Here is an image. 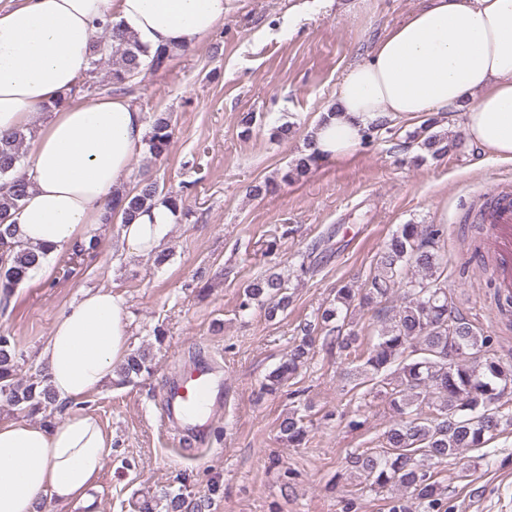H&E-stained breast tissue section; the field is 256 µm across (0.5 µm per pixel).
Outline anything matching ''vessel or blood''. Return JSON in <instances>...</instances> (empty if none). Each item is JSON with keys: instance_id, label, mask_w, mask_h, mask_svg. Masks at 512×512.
Masks as SVG:
<instances>
[{"instance_id": "b4317fda", "label": "vessel or blood", "mask_w": 512, "mask_h": 512, "mask_svg": "<svg viewBox=\"0 0 512 512\" xmlns=\"http://www.w3.org/2000/svg\"><path fill=\"white\" fill-rule=\"evenodd\" d=\"M481 220L489 225L485 244L498 272L505 295H512V185L499 183L488 191ZM224 383L219 365L209 359L184 367L161 396V414L167 424L189 418L197 407L213 408Z\"/></svg>"}]
</instances>
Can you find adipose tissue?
Instances as JSON below:
<instances>
[{
	"label": "adipose tissue",
	"mask_w": 512,
	"mask_h": 512,
	"mask_svg": "<svg viewBox=\"0 0 512 512\" xmlns=\"http://www.w3.org/2000/svg\"><path fill=\"white\" fill-rule=\"evenodd\" d=\"M225 0H11L0 9V132L29 125L52 106L29 148V194L11 220L29 247L43 249L35 277L51 273L61 248L97 235L105 206L147 132L121 93L55 107L90 67L98 23L113 19L149 50L193 49L224 19ZM463 112L467 139L512 162V0H425L390 28L336 85L332 112L311 128L320 159L347 156L382 119ZM174 222L157 206L122 225L130 254L159 251ZM120 297L82 291L56 317L40 362L57 404L54 425L0 422V512H40L83 498L104 469L112 436L82 402L128 354Z\"/></svg>",
	"instance_id": "obj_1"
}]
</instances>
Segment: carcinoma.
Returning <instances> with one entry per match:
<instances>
[{
  "label": "carcinoma",
  "instance_id": "cac0c4a2",
  "mask_svg": "<svg viewBox=\"0 0 512 512\" xmlns=\"http://www.w3.org/2000/svg\"><path fill=\"white\" fill-rule=\"evenodd\" d=\"M176 55L161 47L153 52L121 29L108 23L93 40L91 65L107 66V82L122 89L145 70L165 71ZM440 120L431 117L407 136L420 150L416 161L440 160L460 151L464 141L438 129ZM31 130L0 133V292L10 295L29 278L39 265V255L15 240L17 227L7 224L9 211L27 196L29 182L16 173L28 148ZM173 128L164 114H156L145 137L148 154L165 158L171 148ZM317 163L314 155L302 153L293 159L281 176L291 184L305 176ZM163 205L174 216L185 214L183 192L160 188L142 180L128 194L108 204L123 207L130 221L149 209ZM445 234L442 224H402L392 233L375 256L373 275L364 289L344 285L328 307L316 315V323L300 326L301 338L290 350L288 360L267 376L263 390L275 394L284 382L307 365L313 348V332L327 327L336 333L324 337L350 357V379L360 386L376 379L389 386L390 403L399 420L384 434L385 444L377 451L353 456L355 474L369 486L396 488L410 495L423 508L433 512L441 501L442 487L431 467L458 456L468 448H479L501 428L512 424V413L501 411L500 396L512 389V365H506L490 352L491 339L481 335L458 312L448 296L447 280L442 278L444 257L439 242ZM402 293L400 305L377 335L368 342L344 327L352 324L355 312L372 307ZM291 303L286 281L277 273L254 277L244 287L239 308L266 306L272 318ZM147 348L128 354L119 369L120 383L127 384L151 369ZM17 349L8 336H0V396L21 412L31 415L52 405L46 376L39 373L27 383L15 381ZM431 413L424 412V407ZM280 437L290 445H301L307 437L304 418L293 410L279 423ZM159 499L166 512H186L182 492L165 488Z\"/></svg>",
  "mask_w": 512,
  "mask_h": 512
}]
</instances>
